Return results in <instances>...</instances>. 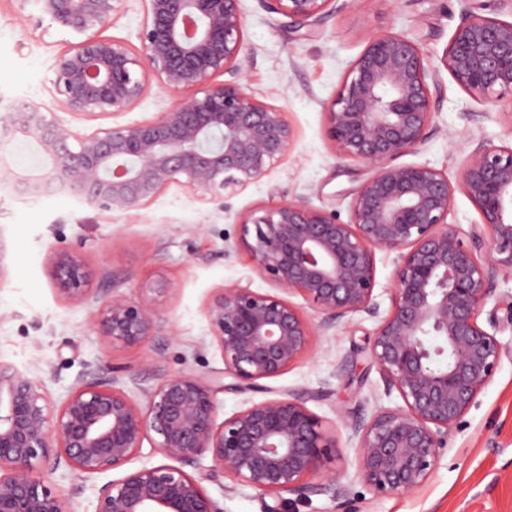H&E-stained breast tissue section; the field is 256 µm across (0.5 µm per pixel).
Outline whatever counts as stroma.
<instances>
[{
	"instance_id": "1",
	"label": "stroma",
	"mask_w": 512,
	"mask_h": 512,
	"mask_svg": "<svg viewBox=\"0 0 512 512\" xmlns=\"http://www.w3.org/2000/svg\"><path fill=\"white\" fill-rule=\"evenodd\" d=\"M248 55L243 61L250 93L279 108L296 138L291 152L269 165L259 179L207 203L183 186L164 190L138 211L101 212L56 194L32 199L0 186V362L41 382L54 404L63 403L78 379H116L136 407L165 376L195 371L207 376L224 359L205 315L218 288L237 284L269 293L251 254L239 241V220L257 207L288 199L333 210L348 218L349 193L366 176L363 165L341 157L326 133L331 101L369 36L403 33L416 40L426 61L439 68L443 97L428 139L405 164H425L457 180L466 155L480 142L512 145V100L486 103L464 92L441 58L463 10L512 20V0H356L317 26L297 29L264 10L259 0H241ZM144 0H121L119 12L98 27L99 35L140 51L138 32ZM76 37L40 17L34 0L17 12L0 0V113L19 100L52 106V67ZM174 102L150 82L131 108L100 120L70 117L79 132L150 120ZM58 249L77 251L90 275L83 302L66 300L54 286L49 260ZM164 283V295L148 297L146 286ZM151 300L160 317L154 336L141 346L109 342L95 326L105 296ZM512 280L497 284L484 308L495 316L503 345L498 370L475 405L448 434V447L429 481L405 496L374 495L358 466V439L351 426L383 408L401 406L388 391L370 356L377 321L348 314L317 332L308 354L281 376L268 380L276 392L307 396L308 408L335 432L337 450L324 470L350 490L345 506L328 495L311 497L297 512H512V316L503 302ZM143 446L124 468L88 475L47 459L36 474L66 501L68 512H95L100 488L124 472L164 464ZM210 457L184 464L201 478L224 512H278L281 501L228 477L205 479Z\"/></svg>"
}]
</instances>
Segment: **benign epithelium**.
I'll return each instance as SVG.
<instances>
[{
	"label": "benign epithelium",
	"instance_id": "obj_1",
	"mask_svg": "<svg viewBox=\"0 0 512 512\" xmlns=\"http://www.w3.org/2000/svg\"><path fill=\"white\" fill-rule=\"evenodd\" d=\"M118 0H37L41 15L79 37L55 58L50 94L55 109L16 102L0 115V177L38 199L67 190L102 212L147 207L173 184L209 202L260 178L285 157L295 131L280 109L249 92L241 0H144L141 51L100 36ZM295 28L312 27L355 0H260ZM455 83L484 100L512 96V21L466 10L441 60ZM217 75H226L222 82ZM155 80L174 95H195L155 119L80 134L56 111L87 120L130 108ZM442 97L430 67L405 34L370 37L334 99L325 106L327 134L340 155L369 177L350 193V217L305 201L256 208L240 221V240L261 276L300 294L312 314L272 294L236 284L217 290L206 317L224 370L202 377L179 373L135 407L112 381H80L55 406L39 384L0 364V512H66L63 498L35 474L56 461L85 474L117 469L156 436L164 457L191 462L206 454L209 477L238 480L265 495L346 496L322 473L336 442L322 431L303 396L265 398L216 422L220 391L269 392L309 348L318 330L350 313L379 318L370 349L388 390L404 406L353 425L359 469L378 496L409 494L424 485L448 431L493 379L502 347L479 322L499 278L512 277V145L479 142L456 182L424 164L396 160L428 138ZM16 140L36 147L39 164L12 167ZM475 206L481 223L468 234L448 222L455 191ZM378 251L397 255L391 307L379 317L374 295ZM57 288L70 301L86 294L88 270L70 250L51 257ZM101 335L127 346L152 335L151 306L114 295L96 312ZM231 382H225V379ZM95 512H223L200 480L169 464L144 467L102 486Z\"/></svg>",
	"mask_w": 512,
	"mask_h": 512
}]
</instances>
